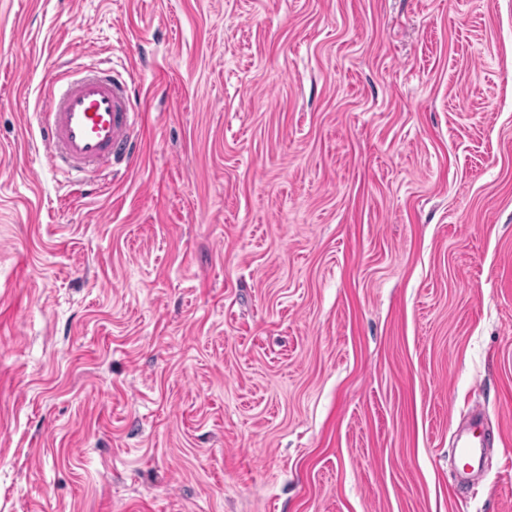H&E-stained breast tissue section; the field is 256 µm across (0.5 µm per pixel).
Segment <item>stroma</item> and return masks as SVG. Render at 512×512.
<instances>
[{"instance_id":"1","label":"stroma","mask_w":512,"mask_h":512,"mask_svg":"<svg viewBox=\"0 0 512 512\" xmlns=\"http://www.w3.org/2000/svg\"><path fill=\"white\" fill-rule=\"evenodd\" d=\"M87 51L97 193L35 119ZM0 512H512V0H0ZM128 81L94 62L78 75L60 71L39 117L48 164L69 179L92 178L106 164H130L136 154L137 114ZM492 445L491 433L481 410H474L463 425H459L452 441V456L456 464L452 479L456 486L468 489L471 475L483 471L485 459Z\"/></svg>"}]
</instances>
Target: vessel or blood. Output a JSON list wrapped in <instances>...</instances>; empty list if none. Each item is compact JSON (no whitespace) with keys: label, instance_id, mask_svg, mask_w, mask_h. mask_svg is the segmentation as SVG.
Returning <instances> with one entry per match:
<instances>
[{"label":"vessel or blood","instance_id":"vessel-or-blood-1","mask_svg":"<svg viewBox=\"0 0 512 512\" xmlns=\"http://www.w3.org/2000/svg\"><path fill=\"white\" fill-rule=\"evenodd\" d=\"M122 74L88 63L79 75L61 71L51 84L39 128L48 164L64 175L93 177L106 164H130L136 154L137 115ZM492 444L482 411L457 427L452 441L456 486L469 488Z\"/></svg>","mask_w":512,"mask_h":512}]
</instances>
